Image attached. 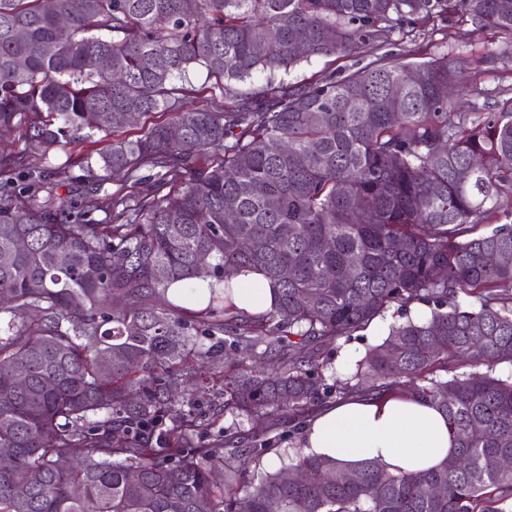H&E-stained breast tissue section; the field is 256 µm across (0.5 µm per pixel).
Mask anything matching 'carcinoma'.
Masks as SVG:
<instances>
[{
	"mask_svg": "<svg viewBox=\"0 0 512 512\" xmlns=\"http://www.w3.org/2000/svg\"><path fill=\"white\" fill-rule=\"evenodd\" d=\"M396 17L404 38L454 18L512 41V0H0V131L25 126L46 150L85 130L113 135L82 171L94 192L120 183L112 223L93 224L39 201L66 169L38 158L23 187L0 180V253L26 242L0 265V448L14 453L0 512H507L512 469L487 460L512 456V376L494 375L512 364V224L477 228L512 199V98L456 111L438 89L461 86L470 62L425 51L274 81L304 59L394 44ZM197 66L218 84L188 110ZM258 72L259 94L233 90ZM132 106L167 119L123 138ZM215 150L222 159L200 163ZM144 167L155 182L134 193ZM203 257L220 282L262 271L276 309L223 307L228 284L202 309L173 304L169 288ZM414 302L433 303L430 318L391 325L334 394L414 381L462 466L392 474L368 462L349 483L335 460L299 450L256 480L249 463L264 448L185 434L207 433L197 401L214 394L304 425L329 398L320 348ZM262 345L276 363L240 357ZM18 367L24 388L10 385Z\"/></svg>",
	"mask_w": 512,
	"mask_h": 512,
	"instance_id": "1",
	"label": "carcinoma"
}]
</instances>
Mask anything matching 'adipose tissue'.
I'll list each match as a JSON object with an SVG mask.
<instances>
[{
  "label": "adipose tissue",
  "instance_id": "ef3b65f1",
  "mask_svg": "<svg viewBox=\"0 0 512 512\" xmlns=\"http://www.w3.org/2000/svg\"><path fill=\"white\" fill-rule=\"evenodd\" d=\"M232 288L231 302L253 316L273 311L278 302L277 286L254 269L235 275ZM304 448L350 469L372 461L399 474L439 467L455 445L437 406L410 394H388L324 408L308 419Z\"/></svg>",
  "mask_w": 512,
  "mask_h": 512
}]
</instances>
